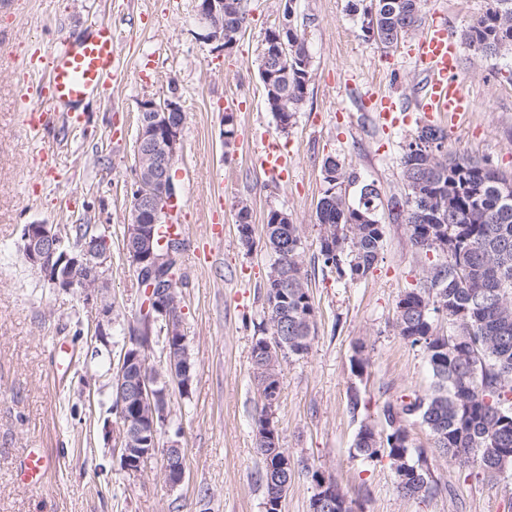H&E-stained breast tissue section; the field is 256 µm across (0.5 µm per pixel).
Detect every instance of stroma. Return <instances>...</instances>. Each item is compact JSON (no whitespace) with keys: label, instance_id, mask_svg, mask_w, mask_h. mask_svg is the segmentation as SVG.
<instances>
[{"label":"stroma","instance_id":"stroma-1","mask_svg":"<svg viewBox=\"0 0 512 512\" xmlns=\"http://www.w3.org/2000/svg\"><path fill=\"white\" fill-rule=\"evenodd\" d=\"M347 0H296L311 56L304 105L288 131L269 112L259 79L261 41L281 19V0H249L248 22L234 48L213 51L203 38L197 0H0V512H264L265 489L255 473L254 419L261 401L251 346L265 318L264 282L274 261L262 226L269 210L300 227L301 255L316 309L307 354L281 360V394L274 420L294 461L282 512H309L311 475L335 479L354 512H512V470L487 477L439 453L420 421L408 423L413 452L439 486L424 499L403 496L388 458L366 459L355 442L362 423L384 433L385 402L425 394L432 377L421 348L398 336L396 303L422 277L429 260L410 245L406 225L386 211L383 248L375 269L351 283L323 271L317 259L316 208L325 189L321 164L335 157L358 180L344 183L356 201L362 183L383 197L403 190L402 147L417 122L385 130L368 107L374 92L413 104L421 77L409 51L362 39ZM486 0H427L424 16L441 14L454 38ZM111 21L121 48L117 80L90 96L78 125L59 120L46 132L53 171L43 174L37 145L17 110L15 76L42 42ZM474 110L449 131L453 151L512 170V53L484 58L461 51ZM179 96L186 113L182 148L174 161L178 212L187 246L179 261L182 332L193 361L188 391L171 388L163 441H178L186 478H163L161 456L128 473L115 450L112 413L115 370L143 300L123 248L134 178L136 117L142 99ZM237 135L224 145V111ZM269 135L295 158L287 180L253 166L257 139ZM251 209L253 245L237 232L241 205ZM28 224H86L111 243L105 278L112 294L106 341L94 338L80 291L53 288L20 250ZM74 349L61 352V345ZM363 353L368 363L354 369ZM358 395L366 407L350 413ZM54 465L38 487L16 476L29 449Z\"/></svg>","mask_w":512,"mask_h":512}]
</instances>
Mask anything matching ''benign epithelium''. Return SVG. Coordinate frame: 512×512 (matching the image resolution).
<instances>
[{
  "label": "benign epithelium",
  "mask_w": 512,
  "mask_h": 512,
  "mask_svg": "<svg viewBox=\"0 0 512 512\" xmlns=\"http://www.w3.org/2000/svg\"><path fill=\"white\" fill-rule=\"evenodd\" d=\"M198 16L203 24V39L225 52L231 49L224 44V0H198ZM267 59H283L288 56V27L268 32L263 40ZM186 114L178 96L157 104L146 98L140 102L137 135L135 139L134 184L131 195L130 219L126 224V255L132 267L148 274L147 282L154 292L147 321L161 320L176 324L172 335L181 334V323L174 317L176 299L173 288L153 287V278L164 263L179 260L174 248L181 246L184 239L178 237L168 245L156 241L155 225L170 216V206L176 202L177 193L172 177V165L180 148L181 134ZM21 251L26 262L38 270L42 278L62 291L76 288L83 293L85 304L99 315L96 335H107L104 319L112 313V299L107 293V283L103 277V267L109 258V251L101 250L97 241L86 239L69 248L55 224H28L21 237ZM120 397L126 402L141 406L153 404V387L163 377L140 376L135 380L123 378V370H118ZM168 421V403L151 409L149 426L126 421L121 426L119 441L123 444L125 458L129 462L145 461L158 453L149 447L157 432ZM165 458L170 464L163 467L168 484L177 485L186 477L182 449L172 442L164 449ZM335 490L328 480L321 476L316 482V496L311 512H320L325 502L334 498Z\"/></svg>",
  "instance_id": "7a95c632"
}]
</instances>
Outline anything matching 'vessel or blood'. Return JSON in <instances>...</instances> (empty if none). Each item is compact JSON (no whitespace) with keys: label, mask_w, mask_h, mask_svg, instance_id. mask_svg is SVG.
Returning <instances> with one entry per match:
<instances>
[{"label":"vessel or blood","mask_w":512,"mask_h":512,"mask_svg":"<svg viewBox=\"0 0 512 512\" xmlns=\"http://www.w3.org/2000/svg\"><path fill=\"white\" fill-rule=\"evenodd\" d=\"M410 56L414 68L425 78L424 89L415 102L416 111L429 120L445 114L454 121L471 111L472 100L460 73V49L445 22H428ZM119 63L120 53L108 22L91 25L78 38L53 39L49 47L39 50L28 61L30 71L43 72L44 80L35 83L28 75L19 79L25 125L36 135L53 125V113L43 107L47 100L64 108L71 122H79L80 104L117 78ZM372 101L383 128L399 125L400 114L405 110L403 101L383 94L373 95ZM254 158L264 172L278 176H287L291 166L281 145L268 136L257 144ZM52 466V458L44 451L32 450L21 461L17 477L22 483L36 485Z\"/></svg>","instance_id":"b4317fda"}]
</instances>
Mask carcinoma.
I'll return each instance as SVG.
<instances>
[{
    "instance_id": "1",
    "label": "carcinoma",
    "mask_w": 512,
    "mask_h": 512,
    "mask_svg": "<svg viewBox=\"0 0 512 512\" xmlns=\"http://www.w3.org/2000/svg\"><path fill=\"white\" fill-rule=\"evenodd\" d=\"M294 0H285L283 21L296 50L270 63L260 56L259 76L268 108L277 123L293 119L304 103L311 79L310 55L298 24ZM426 0H348V11L360 17V30L373 24L383 47L393 48L415 34ZM247 21L244 0H229L224 9V37L238 39ZM474 54L493 58L512 52V0H487L485 11L463 31ZM403 193L388 201V218L404 224L415 250L433 253L424 279L400 295L394 330L412 346L424 349L432 375L430 392L402 395L383 407L385 438L361 426L355 443L359 455L387 457L395 465H415L406 422L415 418L429 431L434 447L448 459L481 469L488 475L512 466V200L500 197V183L512 176L487 161L448 149V133L424 125L400 158ZM326 188L317 205L322 268L338 279L360 280L374 269L383 245L384 225L367 205L351 203L342 192L357 176L343 171L331 157L321 168ZM267 213L265 244L275 255L264 284L270 336H259L251 347L261 409L254 421L258 432L267 418L270 397L280 394L277 365L283 358L308 353L315 333L316 311L303 268L298 225L275 222ZM251 213L243 204L237 231L246 244L253 237ZM446 240L439 252L430 240ZM443 304L452 334L439 335L433 313L422 304ZM262 466L256 481L265 494H285L293 474L279 470L281 444H256ZM436 490L428 470L402 489L408 497L426 498Z\"/></svg>"
}]
</instances>
